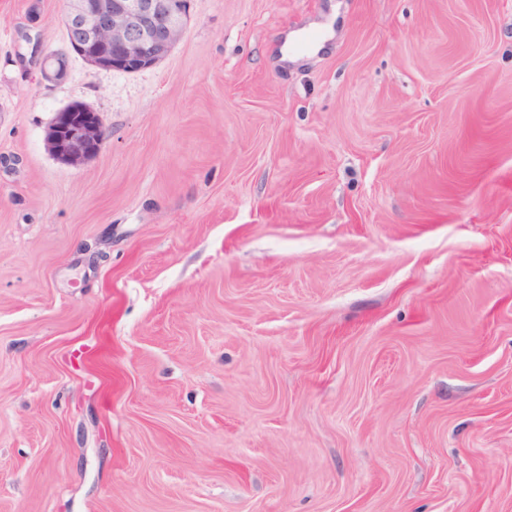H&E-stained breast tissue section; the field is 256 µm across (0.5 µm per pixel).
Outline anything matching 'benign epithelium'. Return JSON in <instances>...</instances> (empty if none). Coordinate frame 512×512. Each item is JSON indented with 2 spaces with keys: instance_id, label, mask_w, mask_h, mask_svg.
<instances>
[{
  "instance_id": "benign-epithelium-1",
  "label": "benign epithelium",
  "mask_w": 512,
  "mask_h": 512,
  "mask_svg": "<svg viewBox=\"0 0 512 512\" xmlns=\"http://www.w3.org/2000/svg\"><path fill=\"white\" fill-rule=\"evenodd\" d=\"M190 0H65L66 46L40 59L42 79L63 82L73 58L95 69L137 73L162 62L182 40ZM107 139L102 117L74 102L55 113L45 131L47 151L61 164L95 158Z\"/></svg>"
}]
</instances>
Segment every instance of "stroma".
Returning <instances> with one entry per match:
<instances>
[{"label":"stroma","mask_w":512,"mask_h":512,"mask_svg":"<svg viewBox=\"0 0 512 512\" xmlns=\"http://www.w3.org/2000/svg\"><path fill=\"white\" fill-rule=\"evenodd\" d=\"M63 9L0 0V512H512V0H190L53 84ZM83 113L78 120L79 112ZM107 139L102 117L90 104L74 102L55 113L45 131L47 151L61 164L80 166L95 158Z\"/></svg>","instance_id":"obj_1"}]
</instances>
